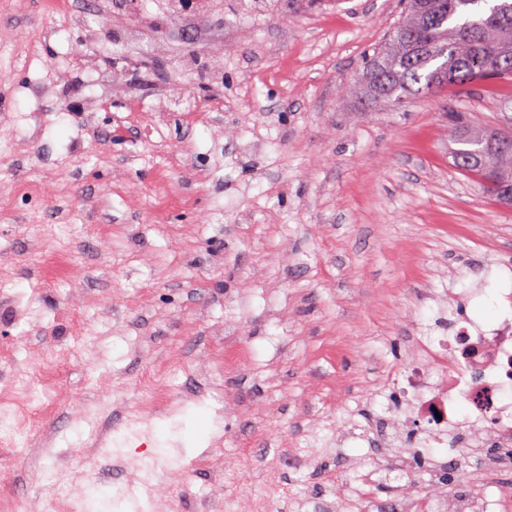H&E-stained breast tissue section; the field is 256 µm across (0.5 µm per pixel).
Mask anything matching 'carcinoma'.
Listing matches in <instances>:
<instances>
[{
    "instance_id": "cac0c4a2",
    "label": "carcinoma",
    "mask_w": 512,
    "mask_h": 512,
    "mask_svg": "<svg viewBox=\"0 0 512 512\" xmlns=\"http://www.w3.org/2000/svg\"><path fill=\"white\" fill-rule=\"evenodd\" d=\"M483 83L512 102V0H405L385 43L366 56L353 93L367 105L399 106L429 93ZM506 128L455 121L458 169L494 201L512 205V116Z\"/></svg>"
}]
</instances>
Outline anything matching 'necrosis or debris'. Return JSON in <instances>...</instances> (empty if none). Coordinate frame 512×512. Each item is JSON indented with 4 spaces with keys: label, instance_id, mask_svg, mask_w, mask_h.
<instances>
[{
    "label": "necrosis or debris",
    "instance_id": "necrosis-or-debris-1",
    "mask_svg": "<svg viewBox=\"0 0 512 512\" xmlns=\"http://www.w3.org/2000/svg\"><path fill=\"white\" fill-rule=\"evenodd\" d=\"M400 400L390 422L397 438L412 448L456 444L483 448L512 447V291L502 293L498 312L488 323L457 321L449 335L420 340L410 362L387 379ZM393 479L380 493L379 473ZM498 475L493 462L463 496L417 494L410 452L383 457L363 472L359 494L347 501L348 512H512V498L487 493Z\"/></svg>",
    "mask_w": 512,
    "mask_h": 512
}]
</instances>
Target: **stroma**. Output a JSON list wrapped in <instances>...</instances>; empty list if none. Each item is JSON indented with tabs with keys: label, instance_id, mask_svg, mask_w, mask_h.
Returning <instances> with one entry per match:
<instances>
[{
	"label": "stroma",
	"instance_id": "35a3bbf8",
	"mask_svg": "<svg viewBox=\"0 0 512 512\" xmlns=\"http://www.w3.org/2000/svg\"><path fill=\"white\" fill-rule=\"evenodd\" d=\"M47 3L0 0V512H147L117 489L171 448L177 512L274 467L270 512L334 500L393 451L339 437L386 416L380 380L512 285V207L450 153L449 113L491 127L498 98L350 96L399 0H224L134 39Z\"/></svg>",
	"mask_w": 512,
	"mask_h": 512
}]
</instances>
